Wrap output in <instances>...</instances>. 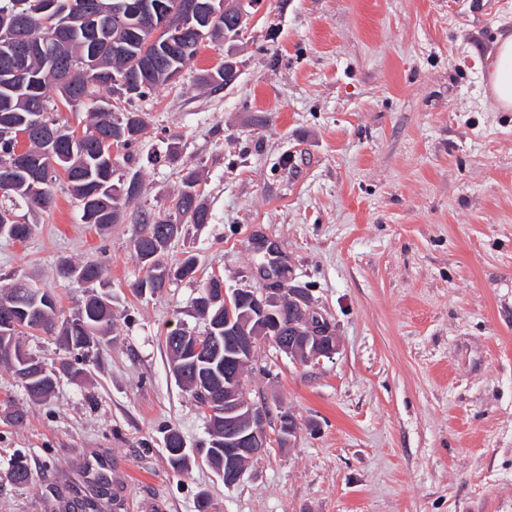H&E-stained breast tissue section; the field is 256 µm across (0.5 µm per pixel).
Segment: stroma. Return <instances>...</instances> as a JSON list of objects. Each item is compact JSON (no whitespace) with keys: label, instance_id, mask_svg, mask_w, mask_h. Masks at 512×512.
<instances>
[{"label":"stroma","instance_id":"35a3bbf8","mask_svg":"<svg viewBox=\"0 0 512 512\" xmlns=\"http://www.w3.org/2000/svg\"><path fill=\"white\" fill-rule=\"evenodd\" d=\"M505 34L512 0H264L244 39L204 42L175 82L114 100L148 121L141 197L101 230L60 189L28 214L30 239L0 236V292L32 281L67 315L83 288L59 264L96 260L113 296L111 332L48 401L0 366V512H60L101 473L100 512H198L203 494L209 512H512V112L487 83ZM228 55L237 82L203 83ZM172 141L178 163L148 162ZM187 168L211 220L165 258L195 256L196 279L137 296L138 216L170 209ZM270 258L339 351L306 363L259 341L244 387L270 411L268 449L231 488L203 463L174 473L167 430L192 449L209 435L165 336L201 330L197 282L266 288Z\"/></svg>","mask_w":512,"mask_h":512}]
</instances>
